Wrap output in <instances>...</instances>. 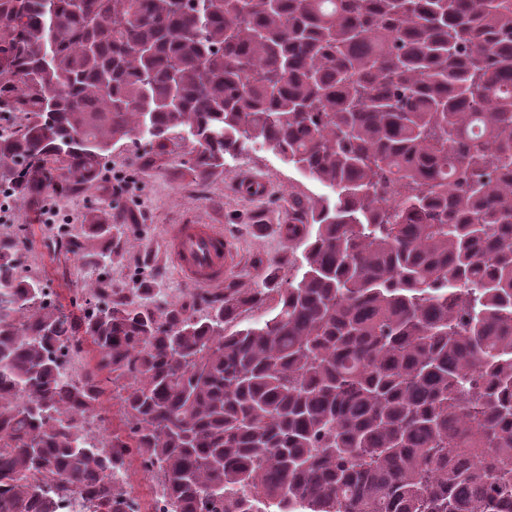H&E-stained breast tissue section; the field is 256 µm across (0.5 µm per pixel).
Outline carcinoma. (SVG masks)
Instances as JSON below:
<instances>
[{
  "label": "carcinoma",
  "instance_id": "1",
  "mask_svg": "<svg viewBox=\"0 0 512 512\" xmlns=\"http://www.w3.org/2000/svg\"><path fill=\"white\" fill-rule=\"evenodd\" d=\"M6 114L34 203L182 132L195 179L259 143L336 199L281 225L301 274L191 306L75 322L0 249V512H141L134 461L154 512H512V0H0ZM130 484L143 507L148 509L154 496L156 483L150 474L144 472L137 463L129 471Z\"/></svg>",
  "mask_w": 512,
  "mask_h": 512
}]
</instances>
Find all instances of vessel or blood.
<instances>
[{
    "instance_id": "b4317fda",
    "label": "vessel or blood",
    "mask_w": 512,
    "mask_h": 512,
    "mask_svg": "<svg viewBox=\"0 0 512 512\" xmlns=\"http://www.w3.org/2000/svg\"><path fill=\"white\" fill-rule=\"evenodd\" d=\"M166 252L182 280L199 288L223 285L237 262L229 237L216 224L173 225Z\"/></svg>"
}]
</instances>
